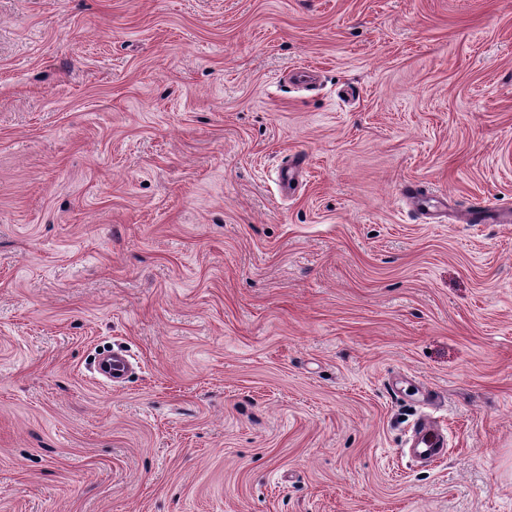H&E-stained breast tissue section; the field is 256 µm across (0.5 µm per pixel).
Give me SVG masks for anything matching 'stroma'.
<instances>
[{"label":"stroma","instance_id":"obj_1","mask_svg":"<svg viewBox=\"0 0 512 512\" xmlns=\"http://www.w3.org/2000/svg\"><path fill=\"white\" fill-rule=\"evenodd\" d=\"M475 198L512 0H0V512H512ZM430 421L421 420L413 441L408 445L411 452L423 459H437L441 457L445 451L447 444L445 439L432 430Z\"/></svg>","mask_w":512,"mask_h":512}]
</instances>
